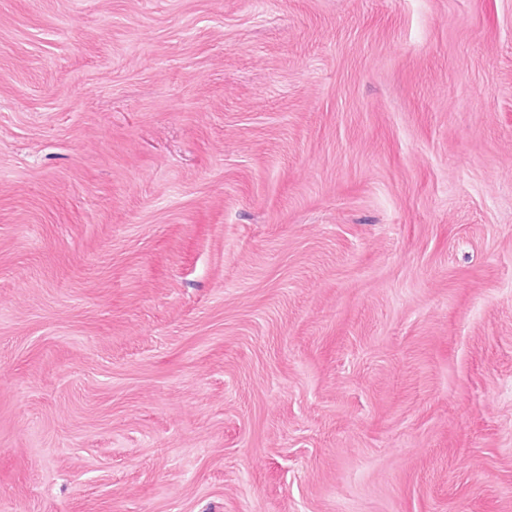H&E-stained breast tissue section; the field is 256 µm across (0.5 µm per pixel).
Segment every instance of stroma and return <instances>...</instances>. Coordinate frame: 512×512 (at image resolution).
Listing matches in <instances>:
<instances>
[{"mask_svg": "<svg viewBox=\"0 0 512 512\" xmlns=\"http://www.w3.org/2000/svg\"><path fill=\"white\" fill-rule=\"evenodd\" d=\"M0 512H512V0H0Z\"/></svg>", "mask_w": 512, "mask_h": 512, "instance_id": "obj_1", "label": "stroma"}]
</instances>
